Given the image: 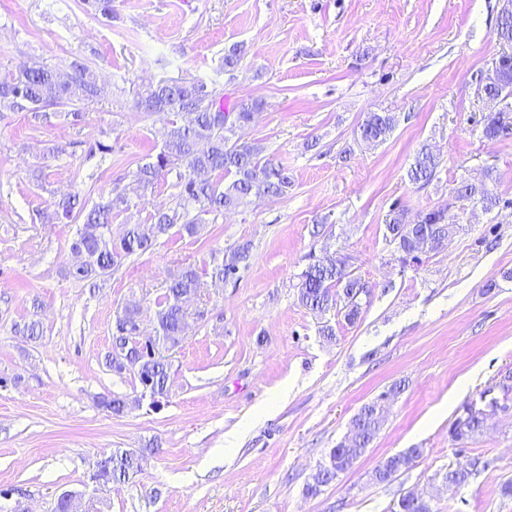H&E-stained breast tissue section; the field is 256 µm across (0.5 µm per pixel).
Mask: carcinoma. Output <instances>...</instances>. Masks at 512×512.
Returning a JSON list of instances; mask_svg holds the SVG:
<instances>
[{"label": "carcinoma", "instance_id": "cac0c4a2", "mask_svg": "<svg viewBox=\"0 0 512 512\" xmlns=\"http://www.w3.org/2000/svg\"><path fill=\"white\" fill-rule=\"evenodd\" d=\"M241 58L239 46L234 44L224 49V73L233 75ZM482 92L487 97L512 98V74L495 82H485ZM103 93L104 87L97 75L82 61L75 59L65 68L35 62L0 78V112H62L77 123L83 120L82 107ZM134 105L166 124L161 150L154 160L138 166L134 172L141 197L153 194L160 181L173 173L177 189L174 205L155 210L143 224L124 225L115 238L112 236L113 215L130 209L124 194L112 193L90 207L77 193L56 201L47 220L81 221L70 244L71 251L80 252L86 258L85 262L69 270L70 276L77 280H102L127 257L152 249L170 233L194 237L209 216L236 210L253 198L284 196L292 185L288 171L264 157V146L244 140L240 135L262 111L261 100L250 99L226 108L216 90L202 81L160 79L136 91ZM393 126L392 114L369 112L359 127L360 138L369 145L381 143ZM482 136L490 142L512 141V109L483 115ZM438 166L437 157L423 146L408 170V178L414 184L428 183ZM215 172L230 175L232 179L224 185L214 182L209 175ZM456 198L476 200L487 210L500 203V198L484 182L462 184L456 190ZM386 227L397 250L405 257L414 254L417 242L431 241L436 248L456 229V225L448 223L442 209L428 210L409 222L405 212L395 208ZM250 258V244L237 246L229 262L223 261L216 266L213 277L222 281L236 274L238 266L247 265ZM336 287L342 288L345 319L355 321L360 313L358 296L364 286L359 278L341 266L336 257H327L307 266L297 284L298 300L308 309L323 313L336 304V294L333 293ZM198 288L200 276L197 269L192 265L185 266L170 280L163 300L158 303L156 335L169 340L173 347L183 339L184 301L196 295ZM136 323L137 311L125 309L117 320L112 345L132 353L135 366L131 372L140 381H151L154 395L162 398L168 391L170 364L161 353L153 358L137 356L133 345L139 335ZM487 417V412L477 406L470 407L466 418H457L452 423V441L464 444L482 433ZM384 420L383 409L372 403L362 406L352 420L350 438L331 449L328 461L320 466L313 482L307 486V494H320L322 487L352 468L365 454ZM422 454L423 449L410 448L387 458L384 467L374 471L375 482L390 483L400 472L412 467ZM144 460L141 452L115 448L97 462L96 477L104 484L124 483L142 470ZM487 466L488 463L473 459L464 467H448L443 478L448 484L459 486Z\"/></svg>", "mask_w": 512, "mask_h": 512}]
</instances>
